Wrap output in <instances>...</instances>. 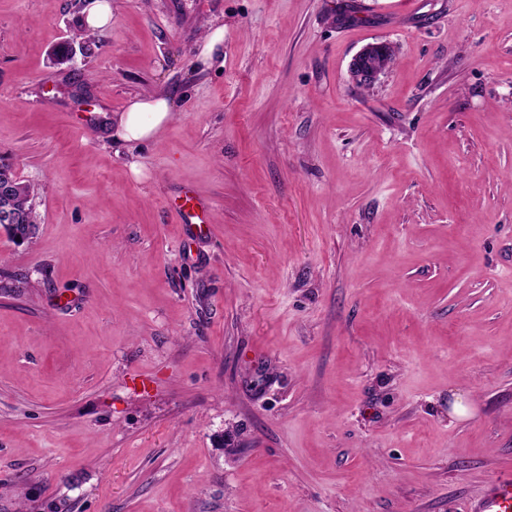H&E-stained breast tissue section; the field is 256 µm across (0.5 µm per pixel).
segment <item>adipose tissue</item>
<instances>
[{
    "instance_id": "obj_1",
    "label": "adipose tissue",
    "mask_w": 512,
    "mask_h": 512,
    "mask_svg": "<svg viewBox=\"0 0 512 512\" xmlns=\"http://www.w3.org/2000/svg\"><path fill=\"white\" fill-rule=\"evenodd\" d=\"M176 108V99L165 93L136 97L117 116L114 136L127 143L149 140L171 120Z\"/></svg>"
}]
</instances>
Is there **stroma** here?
<instances>
[{
	"label": "stroma",
	"mask_w": 512,
	"mask_h": 512,
	"mask_svg": "<svg viewBox=\"0 0 512 512\" xmlns=\"http://www.w3.org/2000/svg\"><path fill=\"white\" fill-rule=\"evenodd\" d=\"M89 3L0 0L36 190L33 239L0 227V512H464L512 467V0H112L86 41ZM159 91L154 140L111 137ZM223 47V53H222ZM223 56V62H222ZM199 59L208 67L221 63L224 65V30L216 28L214 31L206 35L201 46ZM393 47L386 41L363 46L349 65L350 76L357 85L370 86L389 69L393 60ZM203 207V203L197 200L193 191L186 189L184 191L183 203L177 210L179 222L181 224H202L203 220L197 210L200 209L202 211ZM196 221H199L200 223H197Z\"/></svg>",
	"instance_id": "1"
}]
</instances>
